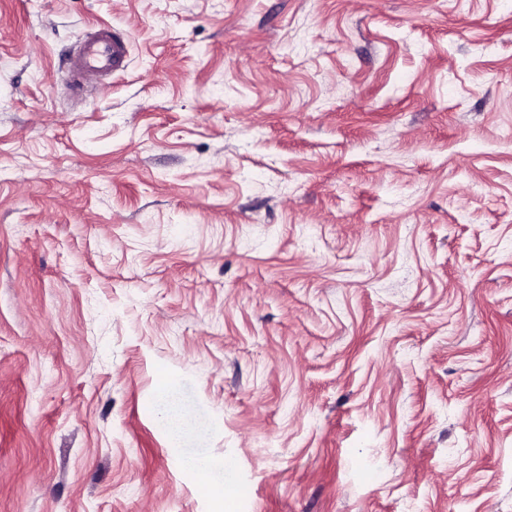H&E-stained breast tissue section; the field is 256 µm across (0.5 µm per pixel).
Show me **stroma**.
I'll use <instances>...</instances> for the list:
<instances>
[{
    "label": "stroma",
    "instance_id": "35a3bbf8",
    "mask_svg": "<svg viewBox=\"0 0 512 512\" xmlns=\"http://www.w3.org/2000/svg\"><path fill=\"white\" fill-rule=\"evenodd\" d=\"M0 512H512V0H0ZM79 36L75 51L68 58L65 85L85 91L101 78L125 67L129 41L120 32L103 25Z\"/></svg>",
    "mask_w": 512,
    "mask_h": 512
}]
</instances>
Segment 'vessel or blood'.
<instances>
[{"label": "vessel or blood", "mask_w": 512, "mask_h": 512, "mask_svg": "<svg viewBox=\"0 0 512 512\" xmlns=\"http://www.w3.org/2000/svg\"><path fill=\"white\" fill-rule=\"evenodd\" d=\"M127 37L103 25L79 36L68 58L65 85L73 91H86L101 78L124 68L128 57Z\"/></svg>", "instance_id": "b4317fda"}]
</instances>
